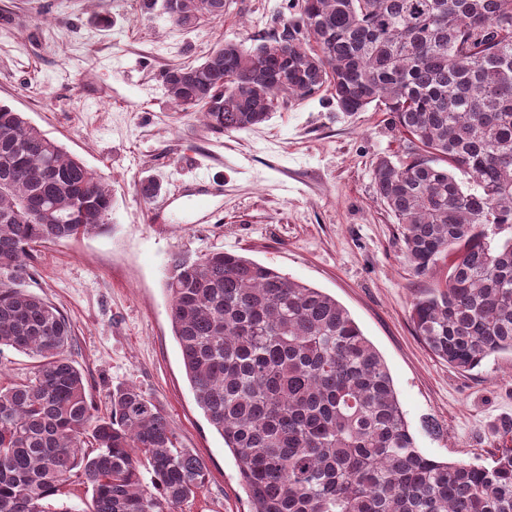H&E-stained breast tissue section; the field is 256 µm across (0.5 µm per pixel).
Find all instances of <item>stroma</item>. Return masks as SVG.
I'll list each match as a JSON object with an SVG mask.
<instances>
[{
	"mask_svg": "<svg viewBox=\"0 0 512 512\" xmlns=\"http://www.w3.org/2000/svg\"><path fill=\"white\" fill-rule=\"evenodd\" d=\"M301 0H224V16L174 26L140 0H0V103L101 174L110 232L39 248L27 282L58 307L74 336L67 355L96 406L138 388L169 418L179 447L209 481L184 512H249L237 466L191 392L165 289L174 253L230 251L340 302L382 355L419 450L491 465L512 450V355L460 372L415 336L411 302L445 281L414 274L398 226L377 197L378 158L407 142L388 113L341 112L329 93L281 99L251 129L217 133L175 111L163 74L200 63L224 41L251 46ZM153 178L160 190L143 200ZM206 206H198V194Z\"/></svg>",
	"mask_w": 512,
	"mask_h": 512,
	"instance_id": "35a3bbf8",
	"label": "stroma"
}]
</instances>
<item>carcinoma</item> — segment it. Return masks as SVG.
Masks as SVG:
<instances>
[{
  "mask_svg": "<svg viewBox=\"0 0 512 512\" xmlns=\"http://www.w3.org/2000/svg\"><path fill=\"white\" fill-rule=\"evenodd\" d=\"M253 47L216 45L165 71L177 111L219 132L326 88L344 112L383 108L410 147L375 191L417 276L448 262L410 319L459 371L512 353V0H302ZM191 28L224 0H170ZM103 177L0 104V350L35 360L0 383V512H183L208 481L167 416L117 386L105 412L67 357L72 326L26 288L35 248L110 230ZM170 319L197 405L235 457L250 512H512V452L488 467L424 455L382 356L331 295L234 252L174 254ZM150 482L144 481V473Z\"/></svg>",
  "mask_w": 512,
  "mask_h": 512,
  "instance_id": "1",
  "label": "carcinoma"
}]
</instances>
